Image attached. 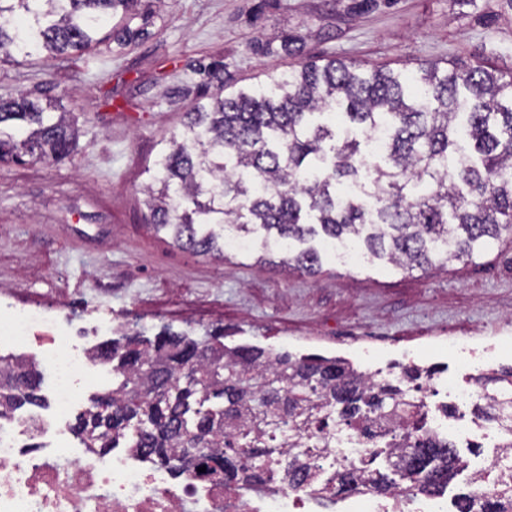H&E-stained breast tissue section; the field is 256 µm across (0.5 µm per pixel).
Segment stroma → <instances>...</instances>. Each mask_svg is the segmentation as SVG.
<instances>
[{
	"label": "stroma",
	"instance_id": "35a3bbf8",
	"mask_svg": "<svg viewBox=\"0 0 512 512\" xmlns=\"http://www.w3.org/2000/svg\"><path fill=\"white\" fill-rule=\"evenodd\" d=\"M136 42L49 63L0 65V96L60 95L81 121L78 151L58 165L0 166V309L33 308L80 347L100 323L113 335L162 327L202 341L223 333L296 354L378 369L436 365L449 387L473 372L449 342H498L492 368H512V242L476 263L397 271L383 260L324 258L310 276L256 255L223 259L172 247L144 219L141 189L185 112L221 64L239 85L292 69L282 47L301 37L310 57H348L411 72L425 60L483 59L512 69V0H148Z\"/></svg>",
	"mask_w": 512,
	"mask_h": 512
}]
</instances>
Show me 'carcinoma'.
I'll return each mask as SVG.
<instances>
[{"label": "carcinoma", "mask_w": 512, "mask_h": 512, "mask_svg": "<svg viewBox=\"0 0 512 512\" xmlns=\"http://www.w3.org/2000/svg\"><path fill=\"white\" fill-rule=\"evenodd\" d=\"M141 0H0V63L81 55L138 34ZM217 92L198 99L163 147L148 184L147 220L170 244L224 256L227 236L276 240L282 263L318 274L328 246L362 245L396 269L473 262L512 240V71L481 61L418 64L414 73L346 58H306L239 87L206 70ZM80 130L61 100L0 98V164L59 163ZM101 352L112 390L92 399L75 434L89 448H144L177 473L206 467L226 484L320 480L316 435L379 434L385 447L336 460V495L369 483L441 496L464 470L457 447L411 441L427 425L416 366L392 380L360 379L345 359L292 357L257 346L204 343L164 329L126 334ZM42 372L22 357L0 364V418L42 405ZM476 413L512 423V370L479 379ZM398 452L390 471L384 453ZM494 495L456 512H512V458Z\"/></svg>", "instance_id": "cac0c4a2"}]
</instances>
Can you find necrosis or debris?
Instances as JSON below:
<instances>
[{
  "mask_svg": "<svg viewBox=\"0 0 512 512\" xmlns=\"http://www.w3.org/2000/svg\"><path fill=\"white\" fill-rule=\"evenodd\" d=\"M36 334L45 340L39 363L53 374L54 412L0 422V512H311L320 500L318 484L256 489L192 473L176 481L137 449L106 455L73 446L59 418L77 406L82 382L102 365L69 337L55 335L42 313L0 311V344L19 348Z\"/></svg>",
  "mask_w": 512,
  "mask_h": 512,
  "instance_id": "obj_1",
  "label": "necrosis or debris"
}]
</instances>
